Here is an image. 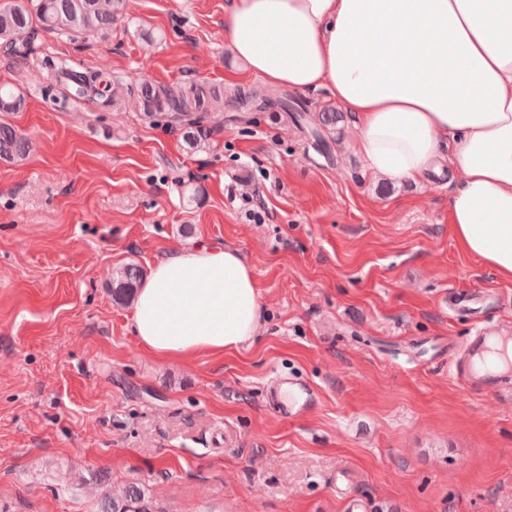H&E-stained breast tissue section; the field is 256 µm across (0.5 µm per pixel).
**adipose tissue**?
Returning <instances> with one entry per match:
<instances>
[{"label": "adipose tissue", "instance_id": "adipose-tissue-1", "mask_svg": "<svg viewBox=\"0 0 512 512\" xmlns=\"http://www.w3.org/2000/svg\"><path fill=\"white\" fill-rule=\"evenodd\" d=\"M224 39L250 76L327 90L373 175H448L460 248L512 280V0H226ZM261 317L239 252L198 245L155 263L129 326L175 359L238 349Z\"/></svg>", "mask_w": 512, "mask_h": 512}]
</instances>
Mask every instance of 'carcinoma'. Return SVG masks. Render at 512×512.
<instances>
[{
    "label": "carcinoma",
    "instance_id": "carcinoma-1",
    "mask_svg": "<svg viewBox=\"0 0 512 512\" xmlns=\"http://www.w3.org/2000/svg\"><path fill=\"white\" fill-rule=\"evenodd\" d=\"M126 0H0V52L26 59L34 53L33 44L40 31L61 39L78 36L105 38L112 25L124 20ZM42 64L49 68L52 85L60 89L63 101H91L101 106H115L116 88L126 86L145 119L155 125H174L188 148L194 152L210 149L212 128L207 122L224 115V88L206 82L155 86L140 82L124 84L120 75L96 67L80 68L67 58L48 52ZM229 100L244 111L254 108L279 107L304 118V108L286 90L258 86L237 87ZM26 96L15 87L0 86V114L18 112L25 107ZM32 151L31 140L9 123L0 121V161L21 165ZM141 277L135 266H126L117 273L112 295L118 300L133 299ZM99 512H155L152 500L143 486L130 483L102 496Z\"/></svg>",
    "mask_w": 512,
    "mask_h": 512
}]
</instances>
